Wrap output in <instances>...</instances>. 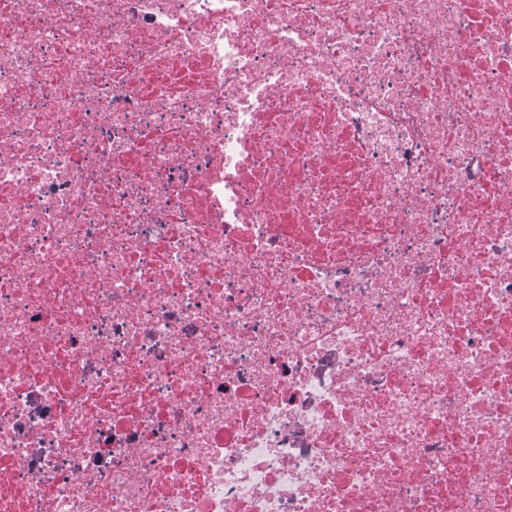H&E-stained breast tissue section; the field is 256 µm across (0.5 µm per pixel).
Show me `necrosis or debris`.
I'll return each mask as SVG.
<instances>
[{
	"mask_svg": "<svg viewBox=\"0 0 512 512\" xmlns=\"http://www.w3.org/2000/svg\"><path fill=\"white\" fill-rule=\"evenodd\" d=\"M0 512H512V0H0Z\"/></svg>",
	"mask_w": 512,
	"mask_h": 512,
	"instance_id": "necrosis-or-debris-1",
	"label": "necrosis or debris"
}]
</instances>
